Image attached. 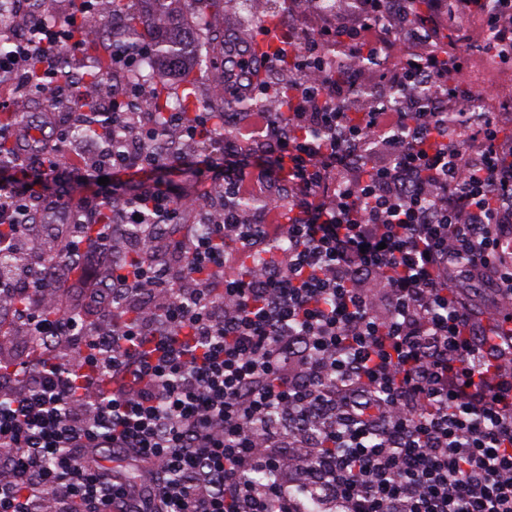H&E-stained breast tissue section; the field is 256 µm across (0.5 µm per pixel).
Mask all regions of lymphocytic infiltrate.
<instances>
[{
	"instance_id": "f902f5d3",
	"label": "lymphocytic infiltrate",
	"mask_w": 512,
	"mask_h": 512,
	"mask_svg": "<svg viewBox=\"0 0 512 512\" xmlns=\"http://www.w3.org/2000/svg\"><path fill=\"white\" fill-rule=\"evenodd\" d=\"M69 2L0 55L17 90L31 59L78 49L72 25L95 0ZM416 2L358 0L353 21L288 31L280 52L303 60L290 112L256 113L247 138L210 112L144 111L134 80L97 103L109 122L71 177L109 214L92 239L58 229V258L31 255L57 161L0 182V224L14 228L0 251L15 258L0 268V328L46 353L0 354V512H512V136L494 109L449 124L474 91L449 82L465 58L420 34ZM495 2L428 7L452 23L482 15L512 50V0ZM334 43L373 55L375 78L426 87L428 106L382 100L352 124L329 105ZM161 127L189 141L210 131L198 183L236 160L219 211L120 180L158 164ZM258 144L263 174L288 184L287 202L264 210L287 205L286 223H252L238 205ZM468 150L479 162L461 164ZM165 241L174 265L142 261ZM229 244L262 264L228 267ZM72 285L81 305H102L101 324L43 308ZM462 287L494 293L495 307L472 311ZM106 450L126 469L99 466Z\"/></svg>"
}]
</instances>
